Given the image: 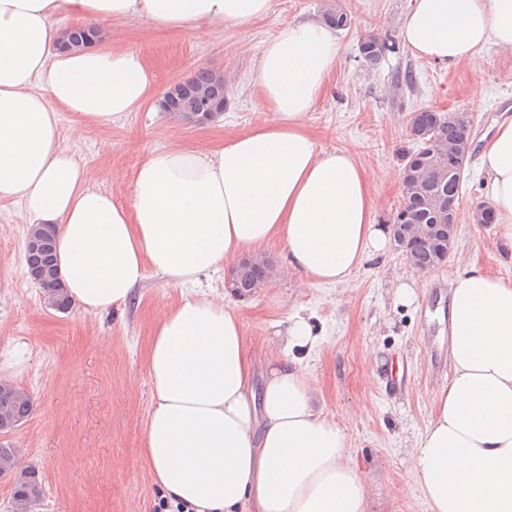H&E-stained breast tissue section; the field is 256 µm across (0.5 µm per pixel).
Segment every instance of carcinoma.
<instances>
[{"instance_id": "carcinoma-1", "label": "carcinoma", "mask_w": 512, "mask_h": 512, "mask_svg": "<svg viewBox=\"0 0 512 512\" xmlns=\"http://www.w3.org/2000/svg\"><path fill=\"white\" fill-rule=\"evenodd\" d=\"M326 25L331 28L345 29L350 25L348 15L331 6L323 15ZM396 50L392 38L368 35L360 44V54L370 66L379 64L387 54ZM218 86L217 73L209 69H200L185 81V88L176 94L179 105H170L167 112L182 116L178 107L193 104L196 100L207 103ZM417 148L406 155L403 172H409L417 178L414 190L404 199L395 215L393 223L404 226L409 231L410 267L416 271H430L448 258V222L455 221V210H450L449 220L440 221L428 207L433 197H442L448 201L457 198L461 181L448 170H426L427 152L434 147L455 143L463 135V126L453 112H437L429 108L417 111L412 122ZM45 236L49 247L29 253L27 268L41 272L38 288L47 306L66 311L71 302L58 275L54 258L56 230L49 225H33L28 229V237ZM261 278V270L249 268L238 283L240 293L249 295L254 284ZM32 413V401L28 395L14 387L0 390V420L8 418L19 423L25 422ZM0 475L12 479V512H30V509L44 496V481L35 468H18L16 450L9 445L0 444Z\"/></svg>"}]
</instances>
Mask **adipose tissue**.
<instances>
[{
  "label": "adipose tissue",
  "instance_id": "1",
  "mask_svg": "<svg viewBox=\"0 0 512 512\" xmlns=\"http://www.w3.org/2000/svg\"><path fill=\"white\" fill-rule=\"evenodd\" d=\"M272 0H0V201L56 227V263L73 306L126 305L148 274L183 288L148 344L153 405L140 455L171 505L193 512H366L368 484L343 429L316 408L296 360L254 353L229 301L197 290L243 249L282 242L301 287L348 284L384 253L366 169L321 152L305 123L339 59L335 32L306 18L263 44L254 82L277 119L207 148L151 151L128 204L93 184L62 144L60 122L89 125L156 105L154 74L111 39L63 47L60 17L104 28L139 22L181 31L237 28ZM403 45L478 68L512 50V0H411ZM484 198L512 240V121L481 152ZM452 374L410 454L430 512H512V279L471 265L449 285Z\"/></svg>",
  "mask_w": 512,
  "mask_h": 512
}]
</instances>
